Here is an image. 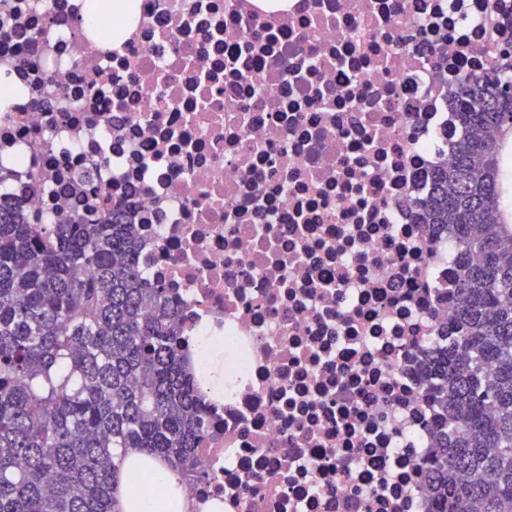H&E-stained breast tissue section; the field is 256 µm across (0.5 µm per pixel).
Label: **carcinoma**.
I'll list each match as a JSON object with an SVG mask.
<instances>
[{
  "label": "carcinoma",
  "mask_w": 512,
  "mask_h": 512,
  "mask_svg": "<svg viewBox=\"0 0 512 512\" xmlns=\"http://www.w3.org/2000/svg\"><path fill=\"white\" fill-rule=\"evenodd\" d=\"M494 61L454 92L463 133L420 204L451 231L452 338L431 352L425 398L435 447L423 462L431 512H512V226L501 222L502 138L512 74ZM167 289L148 280L135 225L114 204L45 234L0 204V512H125L130 451L183 480L208 431L179 363Z\"/></svg>",
  "instance_id": "cac0c4a2"
}]
</instances>
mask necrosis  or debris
<instances>
[{
	"instance_id": "1",
	"label": "necrosis or debris",
	"mask_w": 512,
	"mask_h": 512,
	"mask_svg": "<svg viewBox=\"0 0 512 512\" xmlns=\"http://www.w3.org/2000/svg\"><path fill=\"white\" fill-rule=\"evenodd\" d=\"M0 0V203L37 230L127 204L183 336L224 339L186 500L429 512L421 360L453 239L424 224L461 74L512 63V0Z\"/></svg>"
}]
</instances>
